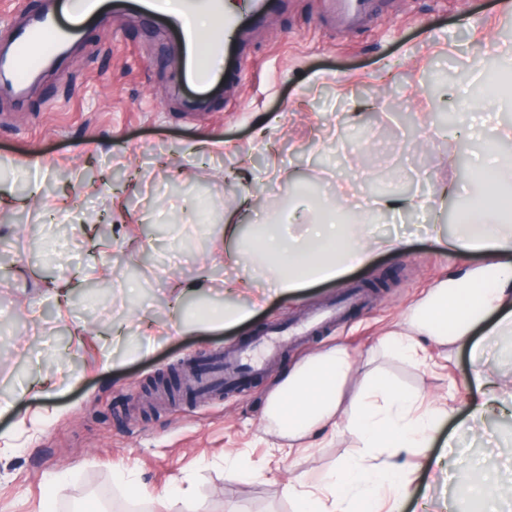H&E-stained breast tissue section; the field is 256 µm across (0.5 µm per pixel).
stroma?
I'll return each mask as SVG.
<instances>
[{"mask_svg": "<svg viewBox=\"0 0 512 512\" xmlns=\"http://www.w3.org/2000/svg\"><path fill=\"white\" fill-rule=\"evenodd\" d=\"M505 2L367 0L351 22L332 0H274L242 32L236 75L205 86L185 79L167 22L107 10L21 94L0 86V160L14 169L0 190L21 201L0 209V404L11 405L0 414V512H157L161 499L169 512H294L289 482L324 487L358 455L357 440L326 433L286 455L265 410L288 371L338 345L355 368L346 403L373 371L421 410L450 407L431 448L400 457L411 480L400 512H470V501H444L448 475L434 460L451 449L469 486L498 480V512H512V335H490L491 315L472 331L505 397L504 413L472 432L463 422L482 394L468 347L428 344L421 364L385 345L442 280L486 265L448 254L422 228L459 234L478 170L512 155L496 131L512 126V104L476 105L466 139L441 122L512 52ZM203 139L224 148L190 153ZM387 171L416 206L366 225L369 265L278 295L272 273L247 259L211 268L242 196L255 201L243 223L275 220L296 236L311 219L299 199L323 196L353 215ZM445 183L457 190L447 201ZM397 233L399 251L376 248ZM204 271L213 291L186 312L240 303L228 289L245 274L268 298L237 325L151 335L146 323L173 320V282ZM63 283L62 320L49 288ZM77 324L83 333L71 336ZM248 347L262 372L193 398L181 364ZM228 455L237 476L224 473Z\"/></svg>", "mask_w": 512, "mask_h": 512, "instance_id": "stroma-1", "label": "stroma"}]
</instances>
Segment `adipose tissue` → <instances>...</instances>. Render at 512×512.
I'll return each instance as SVG.
<instances>
[{
	"label": "adipose tissue",
	"instance_id": "1",
	"mask_svg": "<svg viewBox=\"0 0 512 512\" xmlns=\"http://www.w3.org/2000/svg\"><path fill=\"white\" fill-rule=\"evenodd\" d=\"M478 195L481 207L462 218L467 236L446 238L436 226L431 227L430 234L451 254L483 253L493 273L492 283L466 281L453 288L440 283L407 316L401 331L387 340L389 349L409 357L418 356L426 340L441 346L470 343L471 360L476 364L472 381L487 390L486 400L468 413L473 422L494 414L498 400L496 383L478 365L480 347L471 344L470 332L479 320L495 311L501 314L496 333L512 332V207L507 206V197L499 190L496 171L483 177ZM264 240L269 257L283 260L275 286L284 293L295 292L313 281L336 278L347 268L368 264L372 257L370 249L355 244L341 217L335 214L325 223L313 225L306 248H296L273 234L265 235ZM351 369L343 348H328L308 364L293 368L268 401L266 418L289 445H296L315 431H333L342 425L363 448L359 459L341 465L322 491L289 487L296 512H380L379 490L403 484L395 455L409 448L430 447L435 424L447 411L441 405L418 414L417 397L369 373L362 380V402L350 415H343L344 387ZM385 450L390 451L391 461L375 466L377 453Z\"/></svg>",
	"mask_w": 512,
	"mask_h": 512
}]
</instances>
